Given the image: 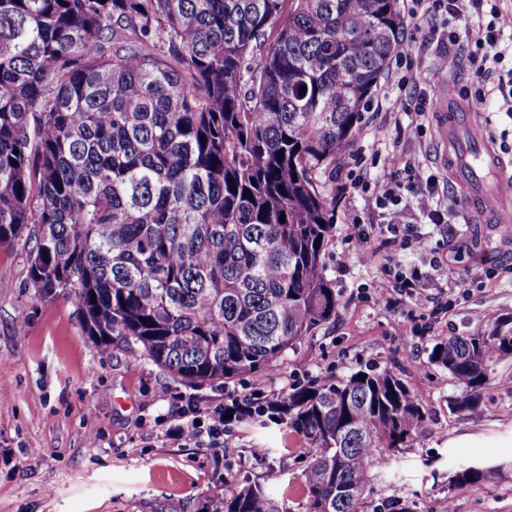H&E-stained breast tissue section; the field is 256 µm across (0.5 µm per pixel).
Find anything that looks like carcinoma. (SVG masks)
Listing matches in <instances>:
<instances>
[{
  "label": "carcinoma",
  "mask_w": 512,
  "mask_h": 512,
  "mask_svg": "<svg viewBox=\"0 0 512 512\" xmlns=\"http://www.w3.org/2000/svg\"><path fill=\"white\" fill-rule=\"evenodd\" d=\"M404 23L399 0H0V244H32L30 286L101 344L181 383L261 376L336 318L322 176ZM509 357V315L437 342L448 408H476ZM365 374L224 406L312 443L307 512H367L377 462L425 422L399 376ZM221 507L270 512L259 484Z\"/></svg>",
  "instance_id": "obj_1"
}]
</instances>
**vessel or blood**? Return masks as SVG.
I'll return each instance as SVG.
<instances>
[{"instance_id": "vessel-or-blood-1", "label": "vessel or blood", "mask_w": 512, "mask_h": 512, "mask_svg": "<svg viewBox=\"0 0 512 512\" xmlns=\"http://www.w3.org/2000/svg\"><path fill=\"white\" fill-rule=\"evenodd\" d=\"M435 125L439 134L436 143L440 166H452L457 183L467 202L481 213L483 219L507 224L512 215L493 213L485 203L496 197L504 183V162L497 147L482 136L467 107L458 111L436 112Z\"/></svg>"}]
</instances>
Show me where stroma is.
Returning a JSON list of instances; mask_svg holds the SVG:
<instances>
[{
  "instance_id": "stroma-1",
  "label": "stroma",
  "mask_w": 512,
  "mask_h": 512,
  "mask_svg": "<svg viewBox=\"0 0 512 512\" xmlns=\"http://www.w3.org/2000/svg\"><path fill=\"white\" fill-rule=\"evenodd\" d=\"M402 48L389 62L361 120V132L327 180L335 195L332 236L323 261L340 302L336 318L268 366L262 377L192 386L174 381L121 343L101 349L82 329L75 300L39 298L28 284L29 249L0 245V512H217L213 496L243 486L265 488L274 512H305L303 473L311 444L273 423L226 425L224 446L178 445L164 431L181 421L187 402L206 409L234 399H268L311 382H335L367 369L398 374L418 396L426 422L410 447L374 471L367 512H512V470L494 482L457 488V468L512 460V359L494 364L480 405L453 412L457 387L430 360L445 336L476 330L493 316L512 315V223L483 224L453 183L441 180L434 197L424 178L439 170L433 122L435 87L453 80L462 95L477 85L468 63L472 37L449 44L442 15H413ZM488 135L506 142L512 170V118L500 112L503 94L488 82ZM423 127L414 134L412 124ZM416 171L407 191L408 217L418 235L383 234L364 249L354 224L380 218L368 198L390 180L389 154ZM436 206L445 222L425 223ZM347 255V267L338 258ZM428 270L447 258L449 282L467 293L449 310L391 302L373 286L388 258ZM414 327L407 340L400 325ZM263 456H253V449Z\"/></svg>"
}]
</instances>
